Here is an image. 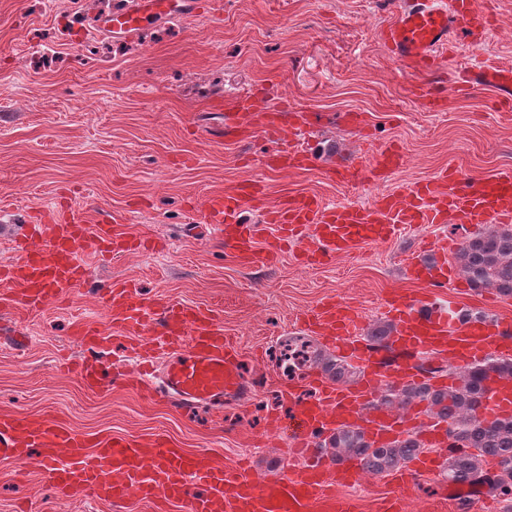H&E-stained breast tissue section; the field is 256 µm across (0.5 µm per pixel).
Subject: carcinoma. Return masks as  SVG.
I'll return each mask as SVG.
<instances>
[{
	"label": "carcinoma",
	"instance_id": "cac0c4a2",
	"mask_svg": "<svg viewBox=\"0 0 512 512\" xmlns=\"http://www.w3.org/2000/svg\"><path fill=\"white\" fill-rule=\"evenodd\" d=\"M456 259L473 289L494 288L512 298L511 225L496 226L467 238ZM392 331L391 324L378 323L370 328L367 339L386 347ZM315 361L316 367L336 383H349L356 374L355 368L339 357L318 355ZM492 375L512 378V358L489 356L467 366L455 373L458 383L448 388L427 382L388 386L376 403L397 411L421 405L425 416L446 423L453 447L467 449L462 455L446 459L448 482L483 487L487 494L507 502L504 512H512V417L488 420L478 416L484 383ZM320 448L336 462L355 459L363 470L377 476L399 469L425 452V444L415 432L377 446L357 426L336 429ZM488 460L493 462L491 470L484 467Z\"/></svg>",
	"mask_w": 512,
	"mask_h": 512
}]
</instances>
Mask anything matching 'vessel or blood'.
Here are the masks:
<instances>
[{"instance_id": "vessel-or-blood-1", "label": "vessel or blood", "mask_w": 512, "mask_h": 512, "mask_svg": "<svg viewBox=\"0 0 512 512\" xmlns=\"http://www.w3.org/2000/svg\"><path fill=\"white\" fill-rule=\"evenodd\" d=\"M196 0H133L113 13L105 27L122 36L140 28L148 18L189 14ZM491 16L482 0H401L395 19L382 30L388 53L418 71H444V52L449 44L467 41L489 31ZM482 86L494 92L498 104L512 108V70L491 64L455 71V91ZM280 115L271 108L258 112L251 92L239 93L227 109L226 129L241 132L259 126L263 133L281 131ZM314 159L291 142H282L265 158L266 166L288 171L309 168ZM262 186L243 179L228 194L210 196L205 204L207 226L232 247L245 264L256 257V244L266 225H275L276 241L267 247L268 258L296 242L304 243L303 255L318 260L348 255L368 243L388 240L399 224H507L512 222V169L504 168L474 183L456 173L418 182L402 191L378 197L367 205L327 204L313 196H289L268 209L263 223L241 220L246 204L259 202ZM96 252L117 256L138 250L137 241L121 225H95L80 220L62 221L41 215L27 234L15 242L17 258L0 265V301L38 310L78 288L89 270L81 258L86 245ZM448 246L437 247L431 262L408 258L409 278L426 281L431 290L417 296L400 294L385 301L393 324L391 346L403 351L437 350L449 362L465 366L494 355L512 358V321L499 318L462 320L455 307L440 303L436 291L447 288L454 272L448 265ZM104 323H77L73 334L84 355L71 369L89 388L102 385L104 368L98 358L112 338L113 326L129 338L147 335L158 365L146 366L156 374L160 395L183 407L216 401L239 400L250 392L239 374L232 346L224 340L218 314L210 308L189 307L165 297H147L131 282L117 280L101 295ZM312 334L324 346L362 368L363 379L339 386L320 373H312L311 399L294 407L301 432L291 448L304 458L295 478L260 480L243 468L224 467L205 452L192 453L173 446L164 434L149 438L89 436L56 418L20 412H0V464L26 459L31 449L43 451L44 466L55 492L62 499L93 495L102 503H118L135 495L167 504L189 503L190 512H351L346 501L331 488L360 479L359 464L330 467L314 448L312 438L329 436L343 425L361 426L375 444L393 441L408 422L381 406H372L375 392L388 384L413 382L407 367L385 371L378 351L366 348L361 312L346 303L327 301L306 320ZM490 392L479 410L493 419L512 415V380L491 377Z\"/></svg>"}]
</instances>
